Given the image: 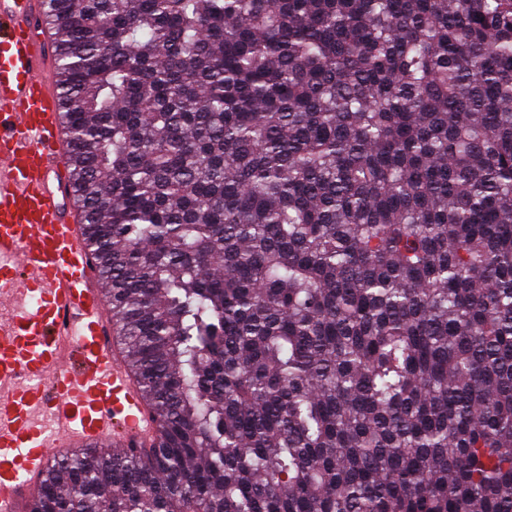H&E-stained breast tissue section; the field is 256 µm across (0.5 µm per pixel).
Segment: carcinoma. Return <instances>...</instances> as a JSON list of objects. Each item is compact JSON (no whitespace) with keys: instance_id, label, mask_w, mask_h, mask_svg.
I'll list each match as a JSON object with an SVG mask.
<instances>
[{"instance_id":"1","label":"carcinoma","mask_w":512,"mask_h":512,"mask_svg":"<svg viewBox=\"0 0 512 512\" xmlns=\"http://www.w3.org/2000/svg\"><path fill=\"white\" fill-rule=\"evenodd\" d=\"M150 448L27 512H512V0H46Z\"/></svg>"}]
</instances>
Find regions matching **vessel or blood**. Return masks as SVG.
Listing matches in <instances>:
<instances>
[{
	"instance_id": "b4317fda",
	"label": "vessel or blood",
	"mask_w": 512,
	"mask_h": 512,
	"mask_svg": "<svg viewBox=\"0 0 512 512\" xmlns=\"http://www.w3.org/2000/svg\"><path fill=\"white\" fill-rule=\"evenodd\" d=\"M42 12L43 0H0V512H25L49 458L156 435L69 193Z\"/></svg>"
}]
</instances>
